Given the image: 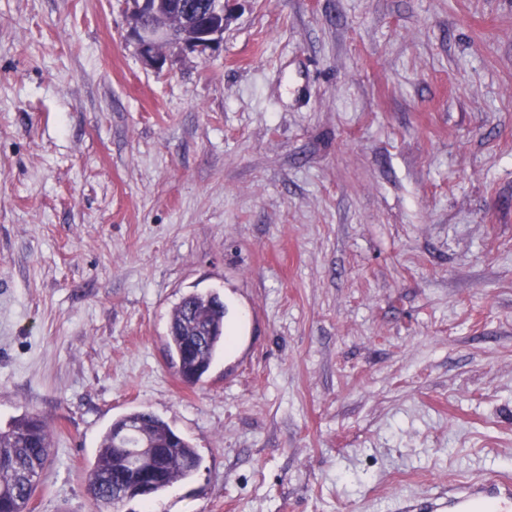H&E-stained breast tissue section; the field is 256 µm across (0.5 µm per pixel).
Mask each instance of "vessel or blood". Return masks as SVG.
Masks as SVG:
<instances>
[{
	"mask_svg": "<svg viewBox=\"0 0 512 512\" xmlns=\"http://www.w3.org/2000/svg\"><path fill=\"white\" fill-rule=\"evenodd\" d=\"M405 512H512V477L449 484L444 493L408 502Z\"/></svg>",
	"mask_w": 512,
	"mask_h": 512,
	"instance_id": "1",
	"label": "vessel or blood"
}]
</instances>
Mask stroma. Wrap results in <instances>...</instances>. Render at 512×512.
<instances>
[{"label":"stroma","instance_id":"35a3bbf8","mask_svg":"<svg viewBox=\"0 0 512 512\" xmlns=\"http://www.w3.org/2000/svg\"><path fill=\"white\" fill-rule=\"evenodd\" d=\"M121 0H0V427L31 512H95L106 428L200 467L122 512H400L512 475V0H239L159 72ZM232 347L189 387L172 308ZM224 314V301L218 294L192 293L174 307L166 344L187 384L200 383L216 356L230 345ZM51 448L47 424L28 414L0 430V512H25Z\"/></svg>","mask_w":512,"mask_h":512}]
</instances>
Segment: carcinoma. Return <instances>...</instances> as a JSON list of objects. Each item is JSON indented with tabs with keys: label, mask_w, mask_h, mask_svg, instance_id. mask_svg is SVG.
<instances>
[{
	"label": "carcinoma",
	"mask_w": 512,
	"mask_h": 512,
	"mask_svg": "<svg viewBox=\"0 0 512 512\" xmlns=\"http://www.w3.org/2000/svg\"><path fill=\"white\" fill-rule=\"evenodd\" d=\"M231 341L224 330V301L219 295L193 293L174 307L167 348L187 384L200 383ZM128 426L138 430L136 443L167 450L164 475L151 483L150 496L191 478L197 470L199 457L190 441L151 412H131L104 432L90 470L87 492L97 512H120L125 502L141 497V470L129 455L114 448L116 432ZM50 452L47 424L37 414L18 418L0 430V512H27Z\"/></svg>",
	"instance_id": "obj_1"
}]
</instances>
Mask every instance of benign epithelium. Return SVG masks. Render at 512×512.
<instances>
[{"mask_svg": "<svg viewBox=\"0 0 512 512\" xmlns=\"http://www.w3.org/2000/svg\"><path fill=\"white\" fill-rule=\"evenodd\" d=\"M128 37L142 63L156 71L171 54L210 56L220 51L229 10L226 0H124Z\"/></svg>", "mask_w": 512, "mask_h": 512, "instance_id": "1", "label": "benign epithelium"}]
</instances>
